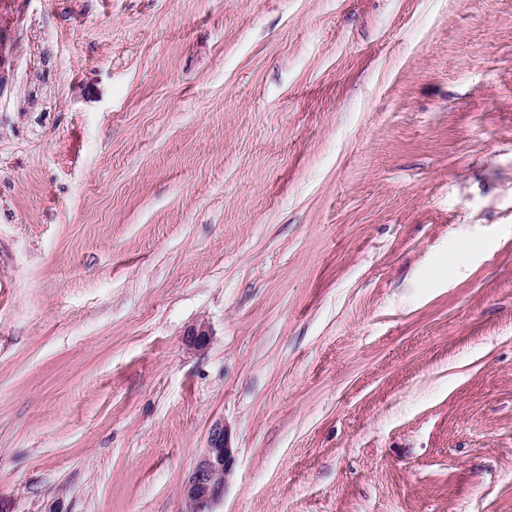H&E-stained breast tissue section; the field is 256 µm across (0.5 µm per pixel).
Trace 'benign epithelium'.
Masks as SVG:
<instances>
[{
	"instance_id": "7a95c632",
	"label": "benign epithelium",
	"mask_w": 512,
	"mask_h": 512,
	"mask_svg": "<svg viewBox=\"0 0 512 512\" xmlns=\"http://www.w3.org/2000/svg\"><path fill=\"white\" fill-rule=\"evenodd\" d=\"M211 336V328L204 320L195 322L186 331V341L198 351L209 346ZM235 453L224 422H215L210 428L206 447L182 485L183 512H216L215 507L224 498Z\"/></svg>"
}]
</instances>
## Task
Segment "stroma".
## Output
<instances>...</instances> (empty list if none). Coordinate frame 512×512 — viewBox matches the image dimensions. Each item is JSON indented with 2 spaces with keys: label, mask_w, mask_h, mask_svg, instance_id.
Instances as JSON below:
<instances>
[{
  "label": "stroma",
  "mask_w": 512,
  "mask_h": 512,
  "mask_svg": "<svg viewBox=\"0 0 512 512\" xmlns=\"http://www.w3.org/2000/svg\"><path fill=\"white\" fill-rule=\"evenodd\" d=\"M220 420L219 512H512V0H0V512Z\"/></svg>",
  "instance_id": "35a3bbf8"
}]
</instances>
